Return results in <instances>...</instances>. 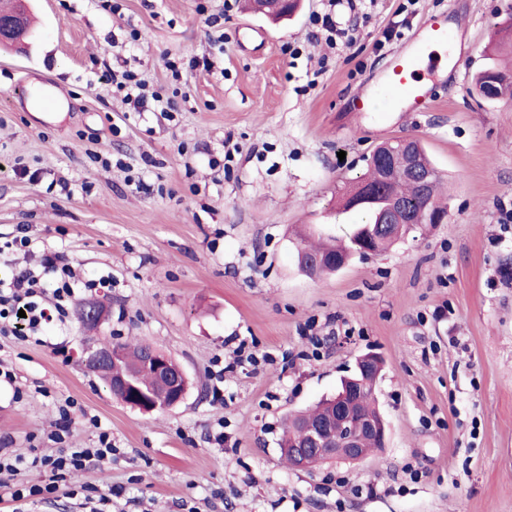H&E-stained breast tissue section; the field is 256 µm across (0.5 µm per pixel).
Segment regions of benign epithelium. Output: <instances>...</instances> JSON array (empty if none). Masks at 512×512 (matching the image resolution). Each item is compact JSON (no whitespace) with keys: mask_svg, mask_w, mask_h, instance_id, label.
Wrapping results in <instances>:
<instances>
[{"mask_svg":"<svg viewBox=\"0 0 512 512\" xmlns=\"http://www.w3.org/2000/svg\"><path fill=\"white\" fill-rule=\"evenodd\" d=\"M27 23L24 13L16 11L7 16L0 15V41H17L26 36ZM375 163L383 170L384 177H389L392 170H400L401 174L411 180L422 192L434 172L423 165L417 154L416 141L405 138L392 140L385 149L374 157ZM415 224L410 211L399 199L389 203V210L378 224L381 234L395 235L402 232L403 227ZM105 311L95 301L83 303L79 309V321L86 327H96L104 320ZM116 356L112 348L86 344L81 348L80 362L93 373L102 374L109 379V389L113 396L125 404L145 413L160 408L157 392L169 396V407L183 401L186 394V375L182 368H173L170 357L162 350L150 352L145 368L155 378V388L150 391L141 390L125 377L113 378L112 363ZM381 359L374 353H367L359 358L355 373L346 378L350 384V393H342L336 397L335 416L326 422L319 423L307 431L305 438L295 447L288 449L291 467L296 471L308 470L316 465L338 460L348 464L363 461L369 451L364 447L369 438L375 439L380 446H385L387 426L383 417H365L352 422L354 414L353 397L358 395L359 378L363 375L381 371Z\"/></svg>","mask_w":512,"mask_h":512,"instance_id":"7a95c632","label":"benign epithelium"}]
</instances>
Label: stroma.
<instances>
[{"label":"stroma","mask_w":512,"mask_h":512,"mask_svg":"<svg viewBox=\"0 0 512 512\" xmlns=\"http://www.w3.org/2000/svg\"><path fill=\"white\" fill-rule=\"evenodd\" d=\"M508 1L363 0L338 9L352 39L330 48L310 39L327 0L278 24L243 0H30L23 49L0 46V241L31 246L0 256V278L48 251L81 279L111 276L92 293L109 308L97 337L153 344L190 387L162 413L117 400L81 366L73 312L38 336L0 334L15 375L0 385L9 450L50 451L68 399V442L91 448L106 431L114 447L52 505L0 486V512H85V486L116 489L112 512H512V100L471 91ZM439 14L468 55L454 76L428 63L430 107L355 111ZM112 70L173 97L174 119L132 111ZM404 137L448 182L446 223L307 276L298 232L346 236L342 193L378 144ZM242 341L257 364L234 365ZM368 352L383 361L385 447L290 469L286 416L334 395Z\"/></svg>","instance_id":"1"}]
</instances>
